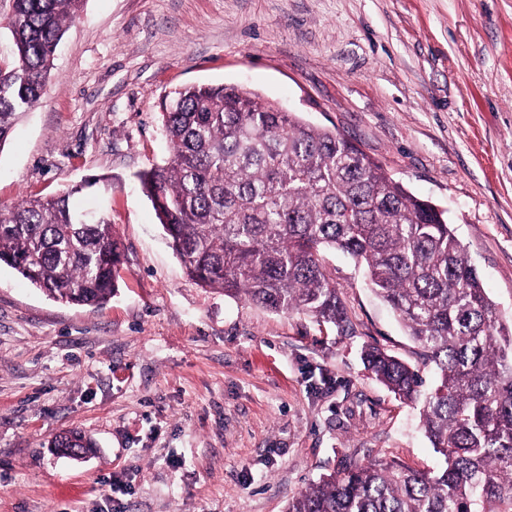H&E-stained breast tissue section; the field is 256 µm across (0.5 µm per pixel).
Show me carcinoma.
I'll return each mask as SVG.
<instances>
[{
  "label": "carcinoma",
  "mask_w": 512,
  "mask_h": 512,
  "mask_svg": "<svg viewBox=\"0 0 512 512\" xmlns=\"http://www.w3.org/2000/svg\"><path fill=\"white\" fill-rule=\"evenodd\" d=\"M0 30V149L41 101L53 56L84 0H8ZM168 157L138 175L187 275L205 288L275 312L344 327L327 248L366 265L372 289L436 375L377 345L367 368L420 405L422 428L444 459L436 473L395 459L351 465L309 484L287 512H512V331L500 324L446 211L409 192L336 130L268 105L235 85H197L163 106ZM0 207V264L56 301L100 307L118 288L122 247L105 213L78 206L86 189ZM51 446L90 452L59 435Z\"/></svg>",
  "instance_id": "1"
}]
</instances>
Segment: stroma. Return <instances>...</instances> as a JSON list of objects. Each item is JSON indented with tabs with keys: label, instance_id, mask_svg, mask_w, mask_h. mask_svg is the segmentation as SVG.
<instances>
[{
	"label": "stroma",
	"instance_id": "35a3bbf8",
	"mask_svg": "<svg viewBox=\"0 0 512 512\" xmlns=\"http://www.w3.org/2000/svg\"><path fill=\"white\" fill-rule=\"evenodd\" d=\"M200 84L339 130L447 211L512 325V0H86L0 149V207L111 176L87 199L119 288L70 306L0 267V512H286L350 463L443 464L361 360L376 344L434 380L363 265L324 255L341 330L185 275L138 175L168 155L165 97ZM73 428L97 444L81 461L50 446Z\"/></svg>",
	"mask_w": 512,
	"mask_h": 512
}]
</instances>
